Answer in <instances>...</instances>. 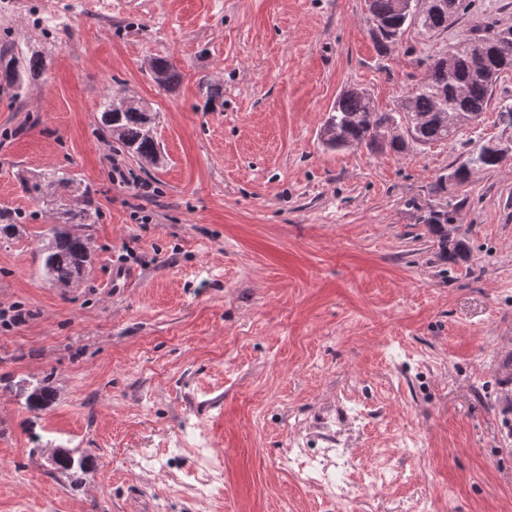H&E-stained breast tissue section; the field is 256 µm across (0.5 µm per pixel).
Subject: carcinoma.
Wrapping results in <instances>:
<instances>
[{
  "mask_svg": "<svg viewBox=\"0 0 512 512\" xmlns=\"http://www.w3.org/2000/svg\"><path fill=\"white\" fill-rule=\"evenodd\" d=\"M445 6L433 7L423 14L397 9V0H369L370 35L379 55L398 44L410 27L429 34L448 29L465 14L471 0H443ZM454 66L432 61L426 65L425 77L414 84L407 94L406 111L380 112L372 105L367 90L343 91L333 103L321 127L322 143L331 149L366 147L370 150H390L402 153L409 143L426 145L455 136L457 129L448 125V116L462 113L477 117L483 114L492 99L499 75L512 70V27L491 29L483 34H471L462 42ZM44 71V57L39 52L21 55L0 51V79L18 90L26 81ZM151 76L160 86L172 87L181 75L166 57H158L151 65ZM102 133L116 139L124 152L139 160L158 166L162 163L159 144L154 136L156 114L138 106L130 107L112 94H107L99 106L98 117ZM406 124L413 129L410 139L395 136L389 142L378 140L379 129L391 124ZM506 158L493 153L485 144L469 154L466 161L448 175V180L464 183L471 170L499 169ZM23 192L36 199L47 195V189L73 197L72 207L64 211L70 228L53 226L39 246L42 272L51 283L69 288L79 283L90 265L91 241L84 228L98 221V210L88 194L80 190L71 172L54 169L37 176L18 174ZM22 214L0 210V235L16 233ZM451 216L446 210L431 213L429 232L437 238L441 253L448 259H461L468 248L461 239L448 235ZM15 395L24 399L26 409L38 414L55 399L56 392L47 379H23L12 386Z\"/></svg>",
  "mask_w": 512,
  "mask_h": 512,
  "instance_id": "carcinoma-1",
  "label": "carcinoma"
}]
</instances>
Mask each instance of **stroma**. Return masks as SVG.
<instances>
[{"label": "stroma", "mask_w": 512, "mask_h": 512, "mask_svg": "<svg viewBox=\"0 0 512 512\" xmlns=\"http://www.w3.org/2000/svg\"><path fill=\"white\" fill-rule=\"evenodd\" d=\"M0 0V49L44 73L0 83V512H512V400L493 367L512 336V163L436 184L498 138L495 105L450 140L402 153L320 140L344 90L397 110L423 62L463 35L512 26V0H474L448 30L406 31L388 56L365 0ZM169 57L182 79L149 72ZM224 86L210 106L207 84ZM157 114L165 161L97 130L107 93ZM65 169L95 191L92 262L71 288L37 249L62 203L16 173ZM147 194H140L142 185ZM453 215L468 257L426 223ZM48 378L40 414L9 390ZM204 433L206 493L185 440ZM59 448L85 471H51ZM331 458L335 483L304 466ZM151 76L160 86L172 87L180 82L181 75L166 57L155 58L151 65ZM449 211L438 210L431 213L426 224L432 236L437 238L441 253L447 259H461L467 254L468 248L462 239H450L448 235V222L451 219Z\"/></svg>", "instance_id": "obj_1"}]
</instances>
